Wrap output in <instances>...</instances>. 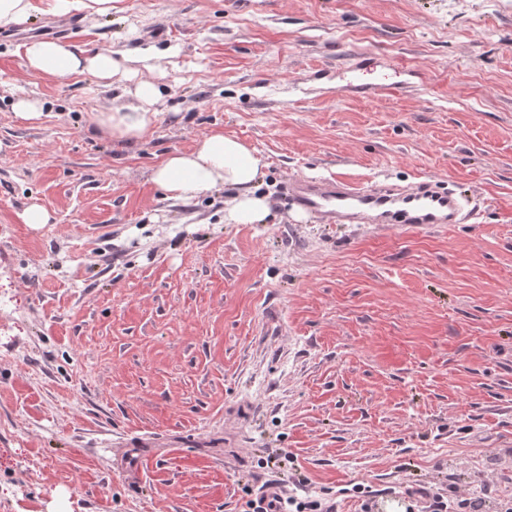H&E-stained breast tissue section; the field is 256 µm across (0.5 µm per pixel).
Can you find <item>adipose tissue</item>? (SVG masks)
<instances>
[{"label": "adipose tissue", "instance_id": "adipose-tissue-1", "mask_svg": "<svg viewBox=\"0 0 512 512\" xmlns=\"http://www.w3.org/2000/svg\"><path fill=\"white\" fill-rule=\"evenodd\" d=\"M26 68L32 76H92L97 84L119 89L131 104L101 113L96 127L115 140L138 142L153 132L158 105L163 98V72H149L148 56L116 57L112 48L86 51L67 42L35 39L24 46ZM261 170L254 149L237 138L215 131L201 138L193 149L166 156L151 179L173 200H190L217 186L237 189L224 213L228 224H258L269 209L252 190Z\"/></svg>", "mask_w": 512, "mask_h": 512}]
</instances>
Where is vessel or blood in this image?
I'll list each match as a JSON object with an SVG mask.
<instances>
[{"label": "vessel or blood", "instance_id": "vessel-or-blood-1", "mask_svg": "<svg viewBox=\"0 0 512 512\" xmlns=\"http://www.w3.org/2000/svg\"><path fill=\"white\" fill-rule=\"evenodd\" d=\"M289 202L324 224H391L405 229L462 224L472 216L466 194L437 176L401 184L362 186L339 178H292L284 185Z\"/></svg>", "mask_w": 512, "mask_h": 512}]
</instances>
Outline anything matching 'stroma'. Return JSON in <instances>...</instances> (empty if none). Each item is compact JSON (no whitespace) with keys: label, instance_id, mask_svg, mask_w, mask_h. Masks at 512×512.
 <instances>
[{"label":"stroma","instance_id":"35a3bbf8","mask_svg":"<svg viewBox=\"0 0 512 512\" xmlns=\"http://www.w3.org/2000/svg\"><path fill=\"white\" fill-rule=\"evenodd\" d=\"M69 41L166 72L151 138L101 136L127 97L36 78L0 36V504L247 512L263 481L316 512L512 501V0H114ZM396 95H387V88ZM41 99L45 117L16 120ZM237 191L167 199L153 168L213 131ZM439 175L475 220L321 224L288 178ZM50 213L23 224L30 203ZM144 451L135 482L124 441ZM13 110L16 120L23 124L34 125L41 121L45 112H43L42 103L33 97L18 98L13 104Z\"/></svg>","mask_w":512,"mask_h":512}]
</instances>
